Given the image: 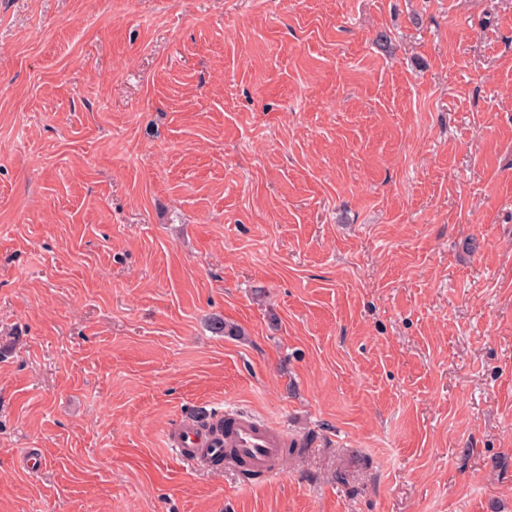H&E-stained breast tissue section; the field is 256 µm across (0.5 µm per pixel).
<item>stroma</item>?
Returning <instances> with one entry per match:
<instances>
[{"instance_id": "1", "label": "stroma", "mask_w": 512, "mask_h": 512, "mask_svg": "<svg viewBox=\"0 0 512 512\" xmlns=\"http://www.w3.org/2000/svg\"><path fill=\"white\" fill-rule=\"evenodd\" d=\"M0 512H512V0H0ZM230 418L234 423L227 444L268 477L277 475L279 469L276 466L270 467V464L280 454L281 438L248 413L236 412ZM166 445L181 461L192 465H215L224 457V443H214L195 424L186 421L175 430H167Z\"/></svg>"}]
</instances>
